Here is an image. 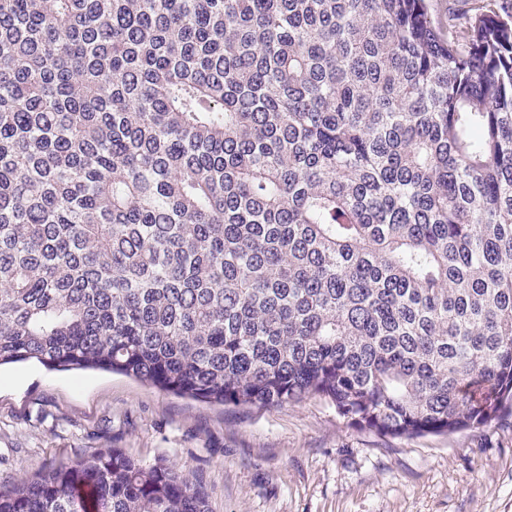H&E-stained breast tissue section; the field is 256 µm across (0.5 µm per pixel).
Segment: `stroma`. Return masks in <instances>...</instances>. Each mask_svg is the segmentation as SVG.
<instances>
[{
	"label": "stroma",
	"mask_w": 512,
	"mask_h": 512,
	"mask_svg": "<svg viewBox=\"0 0 512 512\" xmlns=\"http://www.w3.org/2000/svg\"><path fill=\"white\" fill-rule=\"evenodd\" d=\"M102 448L199 476L210 512H512V428L381 436L320 399L263 411L122 374L0 367V482Z\"/></svg>",
	"instance_id": "1"
}]
</instances>
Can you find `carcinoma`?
<instances>
[{
  "label": "carcinoma",
  "instance_id": "carcinoma-1",
  "mask_svg": "<svg viewBox=\"0 0 512 512\" xmlns=\"http://www.w3.org/2000/svg\"><path fill=\"white\" fill-rule=\"evenodd\" d=\"M359 430L512 418V9L0 0V366ZM0 512H209L118 448ZM430 11L438 23L445 30L448 28V13L464 15L471 7V0H428Z\"/></svg>",
  "mask_w": 512,
  "mask_h": 512
}]
</instances>
